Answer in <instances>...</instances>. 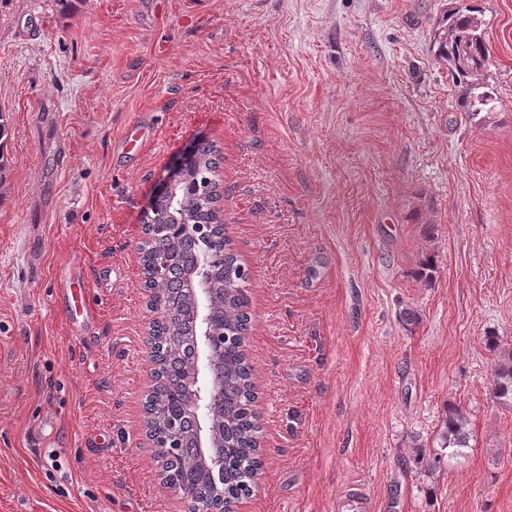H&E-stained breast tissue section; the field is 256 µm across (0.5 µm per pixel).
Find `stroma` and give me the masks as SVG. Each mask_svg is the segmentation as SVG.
<instances>
[{"mask_svg":"<svg viewBox=\"0 0 512 512\" xmlns=\"http://www.w3.org/2000/svg\"><path fill=\"white\" fill-rule=\"evenodd\" d=\"M467 3L497 97L475 117L430 50L450 0H0V512H185L144 440L136 246L199 140L251 278L263 466L240 512H343L351 489L369 512H512L485 343L512 351V0ZM69 260L98 312L80 333ZM440 439L442 448L452 449L448 457L457 454L458 448H468V420L461 410L448 409Z\"/></svg>","mask_w":512,"mask_h":512,"instance_id":"1","label":"stroma"}]
</instances>
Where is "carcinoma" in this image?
Instances as JSON below:
<instances>
[{
    "mask_svg": "<svg viewBox=\"0 0 512 512\" xmlns=\"http://www.w3.org/2000/svg\"><path fill=\"white\" fill-rule=\"evenodd\" d=\"M433 50L436 60L462 88L467 111L476 116L490 110L495 97L481 78L487 62L485 23L465 0L437 20ZM220 158L215 145L200 144L175 189V199H159L145 220L154 228L150 249L142 260L144 286L158 313L152 321L157 368L145 398V418L158 445L160 480L181 493L188 512L236 505L251 494L261 467L257 397L244 352L250 323L249 277L224 238L223 228L205 234L185 228L187 224L217 223ZM200 279L210 285L212 366L223 392L222 402L210 412L208 448L198 447L199 425L190 408L198 355L193 286ZM491 391L496 399L512 403V352L498 360ZM440 439L442 447L450 449V457L468 447V420L461 410H448ZM196 460L217 474L216 482L198 481L186 474L185 464Z\"/></svg>",
    "mask_w": 512,
    "mask_h": 512,
    "instance_id": "1",
    "label": "carcinoma"
}]
</instances>
